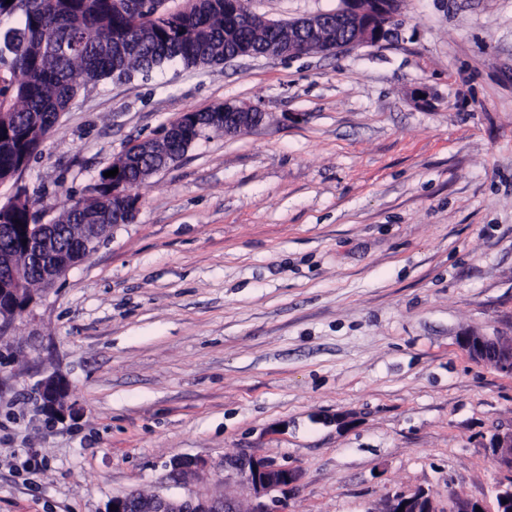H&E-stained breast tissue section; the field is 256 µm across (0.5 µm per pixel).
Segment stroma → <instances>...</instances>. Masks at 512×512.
<instances>
[{
    "mask_svg": "<svg viewBox=\"0 0 512 512\" xmlns=\"http://www.w3.org/2000/svg\"><path fill=\"white\" fill-rule=\"evenodd\" d=\"M339 0H250L274 20ZM224 103L209 133L0 337V512H104L132 491L231 497L242 453L298 472L282 512H493L512 376V0H401L336 56L174 63L73 101L22 183L47 219L130 145ZM56 375L74 417L34 394ZM205 468L172 482L173 459ZM219 108L221 107L197 112L199 126L197 132H194L195 136L203 137L209 131L231 136L241 130L252 129L261 125L267 116V112H263L259 107L252 105L225 103L221 112L218 111ZM209 112L220 113L224 124L213 122L212 114ZM461 344L474 359L491 363L502 373L512 374V337L463 336ZM399 510L402 512H434L431 497L425 491H419L409 497L397 498L391 512H399Z\"/></svg>",
    "mask_w": 512,
    "mask_h": 512,
    "instance_id": "obj_1",
    "label": "stroma"
}]
</instances>
